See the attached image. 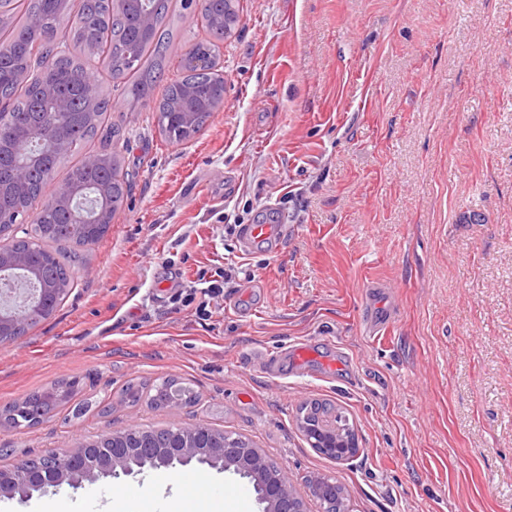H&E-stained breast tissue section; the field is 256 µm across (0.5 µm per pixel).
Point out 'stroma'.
Listing matches in <instances>:
<instances>
[{
  "label": "stroma",
  "instance_id": "obj_1",
  "mask_svg": "<svg viewBox=\"0 0 512 512\" xmlns=\"http://www.w3.org/2000/svg\"><path fill=\"white\" fill-rule=\"evenodd\" d=\"M226 92L182 143L111 94L131 190L57 312L0 344V407L58 380L86 410L0 429L38 458L129 426L207 424L327 475L353 512H512V0H236ZM162 97L207 39L176 8ZM280 221L276 246L226 225ZM234 288L177 301L197 271ZM194 386L181 412L126 382ZM343 408L360 452L311 448L296 411ZM238 476L195 466L0 499V512H242Z\"/></svg>",
  "mask_w": 512,
  "mask_h": 512
}]
</instances>
